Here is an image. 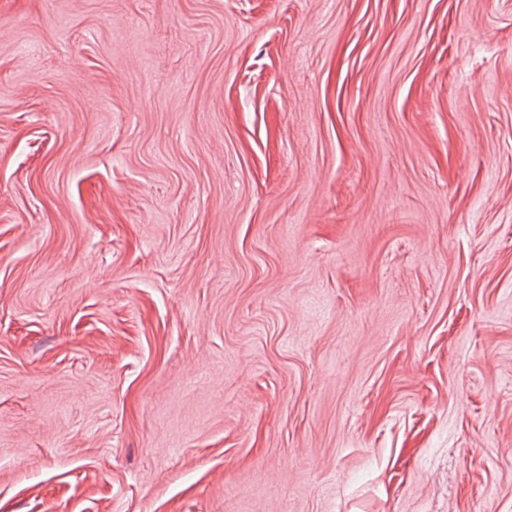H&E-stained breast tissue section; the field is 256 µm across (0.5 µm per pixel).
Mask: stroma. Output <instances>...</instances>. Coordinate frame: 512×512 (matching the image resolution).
<instances>
[{"label":"stroma","mask_w":512,"mask_h":512,"mask_svg":"<svg viewBox=\"0 0 512 512\" xmlns=\"http://www.w3.org/2000/svg\"><path fill=\"white\" fill-rule=\"evenodd\" d=\"M0 512H512V0H0Z\"/></svg>","instance_id":"1"}]
</instances>
